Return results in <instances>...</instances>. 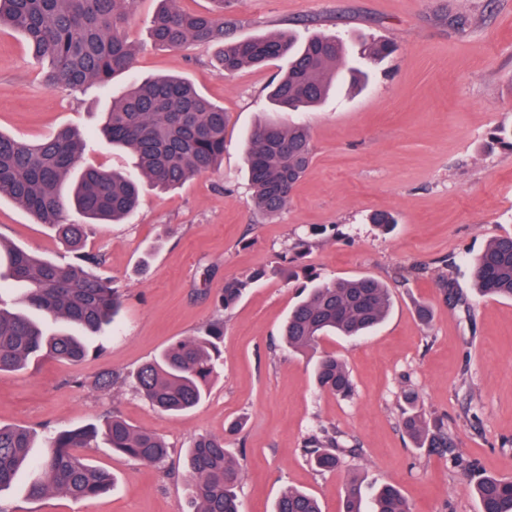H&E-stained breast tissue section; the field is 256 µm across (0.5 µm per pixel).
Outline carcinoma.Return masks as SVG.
Masks as SVG:
<instances>
[{
    "label": "carcinoma",
    "instance_id": "obj_1",
    "mask_svg": "<svg viewBox=\"0 0 512 512\" xmlns=\"http://www.w3.org/2000/svg\"><path fill=\"white\" fill-rule=\"evenodd\" d=\"M137 0H0V27L22 34L37 58L51 61L47 83L70 90L95 84L106 87L129 71L135 49L124 25ZM152 15L149 37L159 47L189 44L220 46L218 73H233L284 59V74L272 86L269 101L277 112H302L322 102L346 72L337 63L346 56L339 37L315 35L300 43L284 32L237 39V22L224 17V0H214L219 13H189L176 0H159ZM227 117L224 108L199 94L189 83L174 78L137 81L112 100L100 135L126 149L136 168L153 185L167 189L194 176L215 170L224 158ZM87 146L70 130L37 143L0 134V195H7L39 223L52 226L73 247L85 239L88 225L68 220L75 209L90 221H116L135 211L138 186L119 172L87 168L64 191L68 174ZM312 160L310 134L299 121H268L248 136L246 167L255 202L266 216L279 214L293 187ZM9 276L26 285L24 303L65 327L49 332L30 315L0 306V372L19 370L32 357L79 362L88 355L83 338L70 328L95 334L115 321L121 294L112 281L99 278L80 264L46 261L17 247L0 243ZM260 268L244 278L228 281L219 298L227 311L243 293L264 279ZM311 287L291 309L284 325L286 345L294 352L316 348L329 335L360 336L386 317L391 297L379 281L360 277L320 282L308 274ZM472 279L484 295L512 299V235L492 239L475 258ZM224 319H214L205 333L175 341L134 376L135 388L157 409L179 414L199 405L210 379L218 371L219 344ZM317 385L348 397L352 380L346 365L333 355L323 356L315 368ZM409 435L433 448L451 442L442 425L429 427L418 413L405 421ZM103 439L112 450L143 464L160 467L167 445L157 436L135 429L120 415L104 416L96 424L61 430L47 438L50 451L34 463L37 476L27 494L39 500L61 494L75 502L92 499L108 489L111 476L79 453ZM33 433L24 427L0 425V491L11 486L29 463ZM336 437L327 435L312 445V462L320 472L341 462ZM242 471L225 447L224 438L201 436L187 454V492L191 512H241L238 488ZM474 491L480 512H512V479L479 476ZM274 512H322L310 493L288 488L277 498ZM342 512H364L360 485L346 489ZM370 512H408L400 491L379 487Z\"/></svg>",
    "mask_w": 512,
    "mask_h": 512
}]
</instances>
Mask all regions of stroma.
I'll use <instances>...</instances> for the list:
<instances>
[{
    "label": "stroma",
    "instance_id": "obj_1",
    "mask_svg": "<svg viewBox=\"0 0 512 512\" xmlns=\"http://www.w3.org/2000/svg\"><path fill=\"white\" fill-rule=\"evenodd\" d=\"M158 6L137 0L129 18L136 71L183 77L223 107L224 160L175 189L142 182L136 213L92 226L77 250L0 197L1 241L57 263L102 256L95 274L122 294L115 325L88 338L81 363L35 359L0 373V425L36 430L38 459L50 432L115 412L165 441L170 455L154 468L106 447L85 449L113 475L107 492L84 503L58 494L31 500L29 469L0 492V512H189L185 453L201 435L223 437L241 465L243 512H273L287 487L313 493L323 512H341L353 480L368 498L395 485L410 512H479L476 476L512 478V300L477 295L471 276L486 244L512 234V150L493 139L512 130V0H224L242 39L320 33L357 53L373 41L393 44L365 86L342 87L299 115L270 111L268 86L284 61L220 76L216 46H153L147 26ZM45 71L20 33L0 29V133L35 141L74 129L89 140L75 170L134 172L130 154L97 136L124 78L73 91L47 86ZM272 117L303 121L313 158L285 209L266 216L252 197L245 152L252 127ZM380 212L394 215L391 231L371 223ZM311 233L315 245L303 263L320 280L374 278L389 288L391 307L370 335L326 336L316 351L296 354L282 347L281 332L306 281L281 272L279 256ZM260 267L269 276L219 312L225 281ZM402 269L408 279L396 281ZM447 273L464 305L449 304L440 286ZM422 305L429 321L418 317ZM219 317L223 367L206 398L177 416L153 408L135 391L133 373ZM323 355L346 364L349 397L315 384ZM106 371L121 381L103 391L96 380ZM414 412L443 422L452 447L412 440L404 420ZM237 419L242 431L228 434ZM325 432L342 443V464L318 473L306 447Z\"/></svg>",
    "mask_w": 512,
    "mask_h": 512
}]
</instances>
